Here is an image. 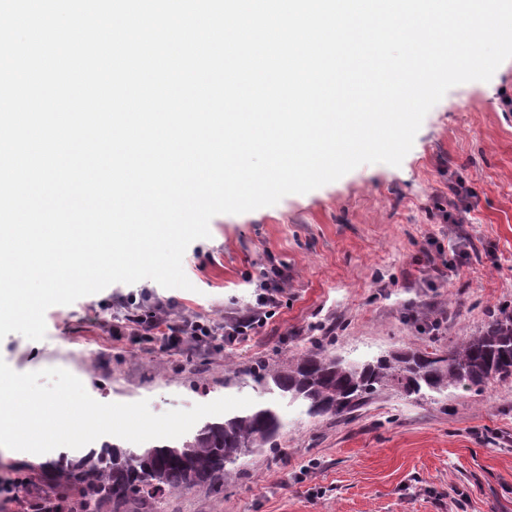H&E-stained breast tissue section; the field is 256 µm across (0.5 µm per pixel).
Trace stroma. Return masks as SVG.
<instances>
[{
  "label": "stroma",
  "mask_w": 512,
  "mask_h": 512,
  "mask_svg": "<svg viewBox=\"0 0 512 512\" xmlns=\"http://www.w3.org/2000/svg\"><path fill=\"white\" fill-rule=\"evenodd\" d=\"M191 289L116 283L45 313L46 336L13 333L0 359L24 373L60 367L102 403L152 412L225 396L228 371L331 337L364 361L408 348L445 351L512 307V59L487 82L451 88L400 166L363 164L276 205L220 214L183 257ZM277 271L282 302L248 340L171 353L115 341L127 298L172 301L173 319L223 327ZM281 452L242 457L222 494L197 487L164 512H512V378L483 391L416 399L384 393L343 418L282 409Z\"/></svg>",
  "instance_id": "obj_1"
}]
</instances>
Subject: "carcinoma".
Listing matches in <instances>:
<instances>
[{
	"instance_id": "carcinoma-1",
	"label": "carcinoma",
	"mask_w": 512,
	"mask_h": 512,
	"mask_svg": "<svg viewBox=\"0 0 512 512\" xmlns=\"http://www.w3.org/2000/svg\"><path fill=\"white\" fill-rule=\"evenodd\" d=\"M507 378H512L507 306L444 354L409 349L358 363L316 346L238 374L239 386L269 396L250 411L206 420L169 444L125 448L104 442L76 458L61 452L25 465L18 486L32 512H162L175 494L201 486L224 492V482L239 474L241 457L280 451L284 404L305 407L311 418H339L390 391L426 398L450 389L480 392Z\"/></svg>"
}]
</instances>
